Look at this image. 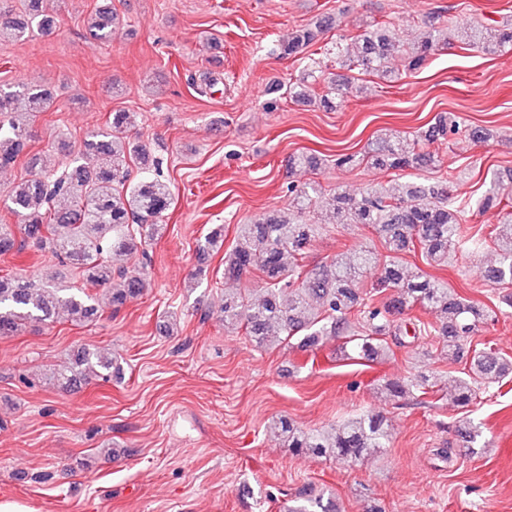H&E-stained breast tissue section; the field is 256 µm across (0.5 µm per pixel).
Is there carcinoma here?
Instances as JSON below:
<instances>
[{
  "instance_id": "cac0c4a2",
  "label": "carcinoma",
  "mask_w": 512,
  "mask_h": 512,
  "mask_svg": "<svg viewBox=\"0 0 512 512\" xmlns=\"http://www.w3.org/2000/svg\"><path fill=\"white\" fill-rule=\"evenodd\" d=\"M56 12L47 0H17V6L0 8V48L24 40L34 29L48 34L56 27ZM118 14L100 6L87 17L91 35L110 42L118 31ZM331 16L314 26H301L280 44V54L297 57L333 28ZM346 36L336 42V63L348 71L328 81L327 90L315 96L307 92L318 70L306 64L288 88V96L331 108L350 82L352 72L389 79L395 74L391 60L398 56L403 71L422 69L435 51L457 43L462 50L477 49L496 56L512 50V25L490 26L478 21L424 20L419 35L406 44L392 40L388 23L364 21L351 37L355 50L344 47ZM54 103L49 90L29 86L0 88V168L9 167L25 153L31 128L40 114ZM137 122L134 112L109 114L105 123L85 133L77 148L66 154L65 163H48L47 152L32 154L27 166L34 170L16 183L0 202L17 224H0V255L32 247L46 251L59 263L71 267L86 283L105 291L114 311L127 300L140 296L149 286L144 267L137 260L149 241L158 236L163 213L169 209V184L157 174L159 162L138 137L131 134ZM459 117L443 114L411 139L378 138L359 155H339L336 167L370 164L381 170L420 169L436 166L429 147L460 132ZM325 159L310 154L288 159L291 169L318 170ZM289 210L293 216L267 214L250 224L237 225L235 245L224 250V225L215 224L198 241L202 253L224 252V275L241 278L253 272L264 277L261 299L247 293L224 296L220 312L224 326L244 330L258 346L298 341L302 348H316L327 339L342 338L340 353L374 361L388 354L387 337L400 335L392 315L414 307L434 314L436 322L415 320L414 333L442 337V353L456 361L464 354L462 341L476 335L489 318V311L459 296L448 283L429 277L420 267L402 264L398 255L419 250L429 266H446L460 248L479 249V234L463 232L466 213L477 208L497 214L493 229L498 259L485 271L494 285L512 283V173L496 172L484 194L462 198L448 188L428 182H408L399 189L376 184L359 194L337 192L321 207L318 185L290 186ZM357 224L371 227L383 239L390 255L376 264L373 252L356 248L338 255L331 263L307 273L298 264L306 254L321 223ZM125 255L133 263L118 272L112 254ZM375 271L371 293L362 289L363 277ZM65 313L71 322L83 325L99 320L104 312L96 297L85 288H58L39 284L26 275H0V336L17 335L32 321H53ZM121 375L112 354L80 345L68 361L44 372L30 384L78 389L92 381L109 382ZM512 375V361L495 353L473 358L470 371L454 380L450 396L461 408L473 404L477 389L498 384ZM428 379H386L381 392L390 399L403 398L424 387ZM274 431L296 454L333 456L355 462L382 452L389 444V424L381 411H367L343 420L330 429L304 430L281 418ZM288 512H337L322 498H304Z\"/></svg>"
}]
</instances>
